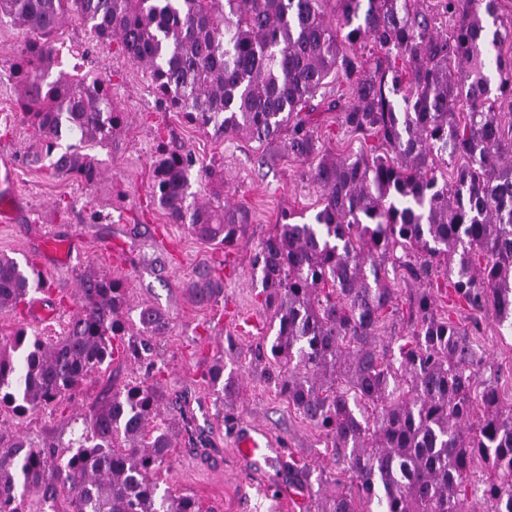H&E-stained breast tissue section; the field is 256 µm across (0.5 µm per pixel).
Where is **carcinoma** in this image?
Wrapping results in <instances>:
<instances>
[{
    "label": "carcinoma",
    "instance_id": "1",
    "mask_svg": "<svg viewBox=\"0 0 512 512\" xmlns=\"http://www.w3.org/2000/svg\"><path fill=\"white\" fill-rule=\"evenodd\" d=\"M0 16L34 35L13 77L48 169L88 190L103 171L86 149L108 146L123 112L106 80L52 76L53 36L73 16L147 69L166 111L318 159L302 177L319 190V210L307 222L282 213L253 259L277 329L252 354L342 466L323 512H468L478 493L487 512H512V404L501 402L482 346L438 316L432 283L442 274L459 303L512 328V120L497 111L512 99L504 0H436L433 11L420 0H0ZM331 78L345 95L327 96ZM325 110L379 146L323 148L315 129ZM66 130L79 143L58 154ZM450 160L460 165L447 181L439 173ZM194 182L223 177L160 147L156 205L198 240L233 246L248 209L217 190L202 200ZM223 288L207 271L189 292L204 303ZM33 290L48 292L35 267L1 255L0 310L27 306ZM77 299L55 341L23 328L0 337V408L23 417L54 407L117 353L156 369L165 312L139 305L131 332L123 282L94 269L79 275ZM401 300L410 331L385 344L379 330ZM224 368L215 359L208 382L231 403L240 383ZM163 400L156 382L112 390L60 454L0 436V512H28L30 492L39 512H200L190 496L160 493L157 471L174 447Z\"/></svg>",
    "mask_w": 512,
    "mask_h": 512
}]
</instances>
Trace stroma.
I'll list each match as a JSON object with an SVG mask.
<instances>
[{"instance_id": "35a3bbf8", "label": "stroma", "mask_w": 512, "mask_h": 512, "mask_svg": "<svg viewBox=\"0 0 512 512\" xmlns=\"http://www.w3.org/2000/svg\"><path fill=\"white\" fill-rule=\"evenodd\" d=\"M27 38L9 20L0 21V162L13 164L21 203L17 223H0V255L32 262L51 291L36 294L35 305L23 312L0 311V333L21 326L45 337L63 333L78 309V275L88 266L123 278L131 303L162 309L170 328L156 344L160 376L145 364L116 357L56 407L24 417L0 412V435H21L42 448L66 446L81 434V414L114 388L156 378L167 401L185 402L192 429L208 440L195 448L185 434H175L158 474L161 488L194 497L201 512H294L295 496L302 499L303 512H321L325 491L334 487L336 461L320 431L288 407L251 354L259 339L275 334L269 313L255 299L252 259L283 211L311 209L319 196L300 177L303 163L282 147L220 137L165 111L148 73L125 59L116 43L93 40L73 18L55 36L60 68L109 80L124 125L96 153L103 177L95 189L86 190L67 175H51L30 161L41 145L18 113L11 77ZM161 145L190 150L204 165L223 171L225 202L251 214L234 247L201 242L153 205L151 163ZM49 238L71 242L66 257H41L40 245ZM216 268L224 277L223 294L195 302L189 284L199 272ZM452 317L498 367L500 398L511 404L512 333L499 331L486 311L457 308ZM219 357L240 382V394L228 408L205 377ZM242 425L271 436L276 448L269 460L256 464L239 455L235 431Z\"/></svg>"}]
</instances>
